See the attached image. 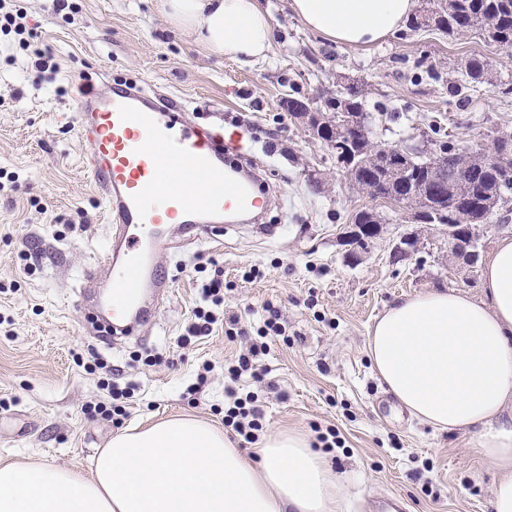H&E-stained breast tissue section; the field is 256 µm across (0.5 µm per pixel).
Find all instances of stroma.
Segmentation results:
<instances>
[{
    "instance_id": "35a3bbf8",
    "label": "stroma",
    "mask_w": 512,
    "mask_h": 512,
    "mask_svg": "<svg viewBox=\"0 0 512 512\" xmlns=\"http://www.w3.org/2000/svg\"><path fill=\"white\" fill-rule=\"evenodd\" d=\"M155 0H75L55 13L52 0H23L34 47L51 49L61 70L34 85L26 54L0 66V463L31 462L89 471L117 433L92 412L106 401L109 370L136 385L127 425L186 414L224 423V365L248 338L217 331L187 347L179 337L199 302L198 287L223 269L224 308L256 331L265 302L281 306L287 341L262 358L266 381L239 382L264 413L263 433L296 431L315 439L335 428L341 447L326 454L341 478L343 512H492L495 471L477 457L470 432L448 434L410 417L371 369L368 331L406 296L456 289L481 296L480 273L448 260L440 227L413 222L393 204L350 184L323 142L283 102L322 105L320 94L362 88L373 140L423 147L434 131L466 152L492 150L512 133V55L479 35L450 38L402 29L365 50L325 41L291 13L288 0H261L276 34L267 58L243 65L208 55L169 31ZM487 61V80L469 86L470 53ZM104 69L182 103L187 119L221 126L270 189L264 234L225 217L219 232L169 231L157 255L172 276L170 296L143 335L104 337L76 307L77 287L112 243L102 198L83 167L88 147L76 132L74 85ZM380 215L382 232L345 259L341 237L358 211ZM414 232L419 249L395 263L391 248ZM265 277L244 280L250 266ZM101 362L95 373L85 366ZM210 366L206 384L192 392Z\"/></svg>"
}]
</instances>
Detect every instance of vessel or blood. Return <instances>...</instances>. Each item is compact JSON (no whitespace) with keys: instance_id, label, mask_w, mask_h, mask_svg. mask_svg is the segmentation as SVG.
<instances>
[{"instance_id":"1","label":"vessel or blood","mask_w":512,"mask_h":512,"mask_svg":"<svg viewBox=\"0 0 512 512\" xmlns=\"http://www.w3.org/2000/svg\"><path fill=\"white\" fill-rule=\"evenodd\" d=\"M173 97L97 74L76 86L75 122L89 144L83 165L105 204L117 247L96 261L81 284V300L108 335L136 336L168 292L171 278L154 261L163 226L201 228L225 214L263 205L248 176L224 166V130L184 120ZM186 181L165 183L169 169Z\"/></svg>"}]
</instances>
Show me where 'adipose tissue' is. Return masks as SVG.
Wrapping results in <instances>:
<instances>
[{
    "label": "adipose tissue",
    "mask_w": 512,
    "mask_h": 512,
    "mask_svg": "<svg viewBox=\"0 0 512 512\" xmlns=\"http://www.w3.org/2000/svg\"><path fill=\"white\" fill-rule=\"evenodd\" d=\"M323 39L351 49L401 30L416 0H289ZM169 27L210 55L251 64L274 39L260 0H158ZM483 297L434 290L389 306L370 328L378 380L411 417L470 431L497 478L493 512H512V238L482 271ZM339 478L303 436L276 433L246 457L222 429L177 416L114 435L90 476L0 464V512H342Z\"/></svg>",
    "instance_id": "1"
}]
</instances>
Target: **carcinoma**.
<instances>
[{"mask_svg": "<svg viewBox=\"0 0 512 512\" xmlns=\"http://www.w3.org/2000/svg\"><path fill=\"white\" fill-rule=\"evenodd\" d=\"M434 29L443 35L457 37L478 34L488 39L499 50H512V0H439L432 17ZM468 82H485L486 63L483 56L474 54L464 61ZM363 93L358 86L350 88L346 96L338 93L323 96L325 112H360ZM284 109L294 118L312 111L309 100L291 97L284 102ZM322 139L336 153V161L356 174V182L371 198L387 199L393 194L404 193L393 174L372 158L368 149L370 141L361 134L346 137L329 127ZM440 154L448 157V201L438 198L441 190L435 184L432 161H425L410 153L406 165L409 179L421 188L424 198L432 203L425 218L430 224H484L499 205L512 195V177L506 179L496 167L482 166L479 160L463 163L455 145L439 139Z\"/></svg>", "mask_w": 512, "mask_h": 512, "instance_id": "carcinoma-1", "label": "carcinoma"}]
</instances>
